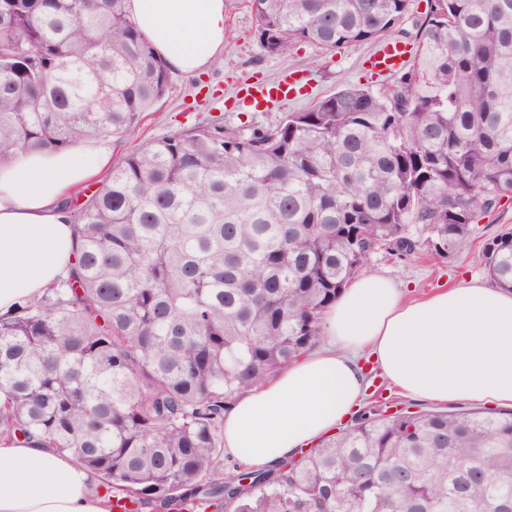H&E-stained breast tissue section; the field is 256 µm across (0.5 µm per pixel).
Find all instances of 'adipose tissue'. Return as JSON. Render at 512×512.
<instances>
[{
  "instance_id": "ef3b65f1",
  "label": "adipose tissue",
  "mask_w": 512,
  "mask_h": 512,
  "mask_svg": "<svg viewBox=\"0 0 512 512\" xmlns=\"http://www.w3.org/2000/svg\"><path fill=\"white\" fill-rule=\"evenodd\" d=\"M168 68L204 72L224 50V0H125ZM112 143L0 163V316L66 277L76 240L64 207L111 165ZM319 347L242 392L224 415V451L271 465L350 418L369 354L412 399L512 406V291L463 280L421 299L380 272L354 279L325 311ZM0 512H112L98 475L50 448L0 438Z\"/></svg>"
}]
</instances>
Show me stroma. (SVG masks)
Here are the masks:
<instances>
[{
  "label": "stroma",
  "instance_id": "stroma-1",
  "mask_svg": "<svg viewBox=\"0 0 512 512\" xmlns=\"http://www.w3.org/2000/svg\"><path fill=\"white\" fill-rule=\"evenodd\" d=\"M227 44L224 53L209 69L196 76L172 75L166 96L146 113L134 139L112 145L113 160L143 142L187 128L210 117L241 126L257 118L279 119L283 113L303 110L319 99L350 85L365 83L379 89L381 77L372 75L366 63L375 45H352L328 54L308 44L296 46L283 56H268L254 38L256 21L247 0H225ZM292 73L297 96L254 107L244 98V90L273 80L281 70ZM512 228V199H502L498 208L473 225L468 247L451 255L437 254L419 246L403 258L383 252L372 254L365 272L391 276L411 297L487 274L481 261L484 244L505 229Z\"/></svg>",
  "mask_w": 512,
  "mask_h": 512
}]
</instances>
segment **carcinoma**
Instances as JSON below:
<instances>
[{"instance_id":"1","label":"carcinoma","mask_w":512,"mask_h":512,"mask_svg":"<svg viewBox=\"0 0 512 512\" xmlns=\"http://www.w3.org/2000/svg\"><path fill=\"white\" fill-rule=\"evenodd\" d=\"M124 0H0V162L128 139L170 71ZM378 92L216 118L126 153L81 203L70 274L0 320V431L140 512H498L512 410L358 411L291 464L224 465V413L322 339L370 256L439 254L512 198V0H428ZM271 56L395 31L408 0H249ZM512 290V229L483 246Z\"/></svg>"}]
</instances>
